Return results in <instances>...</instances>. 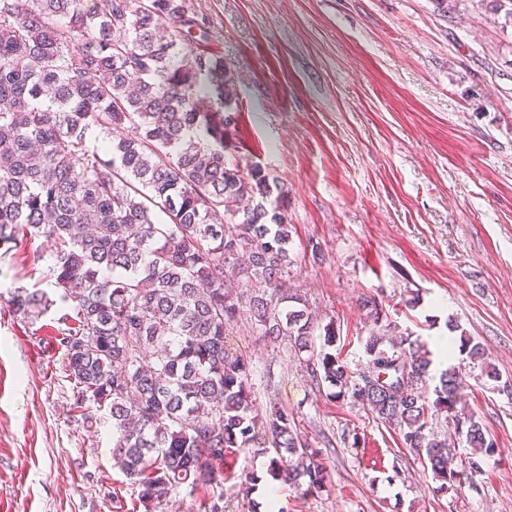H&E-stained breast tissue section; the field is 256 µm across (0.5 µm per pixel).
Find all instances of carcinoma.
<instances>
[{
	"mask_svg": "<svg viewBox=\"0 0 512 512\" xmlns=\"http://www.w3.org/2000/svg\"><path fill=\"white\" fill-rule=\"evenodd\" d=\"M204 27L189 0H0V247L44 239L33 264L46 263L53 287L15 288L11 312L29 323L67 304L74 407L112 419V459L146 512L183 487H223L224 455L250 448L274 449V480L324 488L294 414L257 413L249 362L226 341L245 314L307 354L333 398L397 430L440 487L459 480L457 455L429 426L432 408L455 416L459 373L435 377L418 341L389 340L373 298L362 301L372 371L355 373L333 352V325L288 287V191L241 163L236 76L224 56L192 48ZM125 125L132 133L113 136ZM459 350L484 360L469 338ZM386 361L407 378L380 380ZM456 431L494 451L473 416Z\"/></svg>",
	"mask_w": 512,
	"mask_h": 512,
	"instance_id": "cac0c4a2",
	"label": "carcinoma"
}]
</instances>
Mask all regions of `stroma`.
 <instances>
[{
    "label": "stroma",
    "mask_w": 512,
    "mask_h": 512,
    "mask_svg": "<svg viewBox=\"0 0 512 512\" xmlns=\"http://www.w3.org/2000/svg\"><path fill=\"white\" fill-rule=\"evenodd\" d=\"M190 5L207 23L203 49L238 73L243 163L288 191L290 286L334 324L356 372L374 328L359 300L381 302L387 334L424 341L432 373L459 372L461 403L495 451L472 482L439 489L397 431L310 385L294 351L245 318L228 342L250 362L255 406L293 412L323 452L324 488L273 482L269 448L227 456L223 489L178 490L157 512H208L219 496L226 512H259L238 492L248 472L284 512H512V19L492 0H453L445 18L432 0ZM43 248L24 237L0 252V512H144L113 465L111 423L71 409L62 305L33 323L9 308L13 288H47L28 263ZM448 335L480 342L486 363L445 355Z\"/></svg>",
    "instance_id": "stroma-1"
}]
</instances>
